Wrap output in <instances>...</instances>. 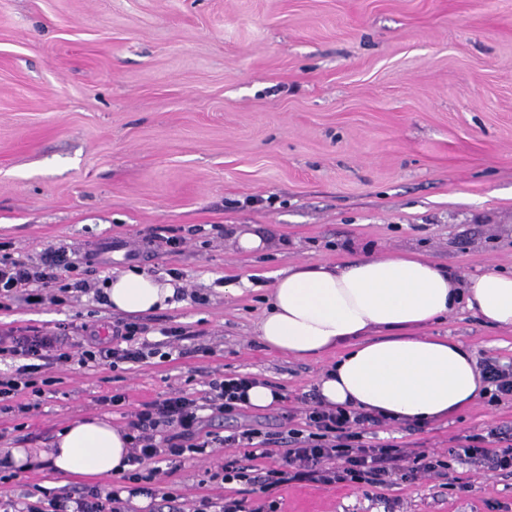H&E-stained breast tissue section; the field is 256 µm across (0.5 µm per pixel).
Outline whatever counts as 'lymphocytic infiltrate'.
Instances as JSON below:
<instances>
[{
    "mask_svg": "<svg viewBox=\"0 0 512 512\" xmlns=\"http://www.w3.org/2000/svg\"><path fill=\"white\" fill-rule=\"evenodd\" d=\"M70 264L63 250L54 249L39 263L22 258L0 261V300L45 302L47 289L57 283ZM147 326L121 321L108 336L99 335L88 324H62L43 332L16 328L0 332V357L19 359L14 375H0V399L17 398L34 387L42 369L94 364L116 368L156 357L161 345L146 337ZM256 382L245 374L209 382L203 396L178 390L166 397L143 403L128 424L129 455L134 483L130 495L155 496L152 483L160 466L174 469L187 454H205L210 448H243L248 459L275 458L276 465L263 475H250L242 461L225 459L220 474L224 482L258 486L260 492L292 482L321 484L363 482L385 486L401 457L397 445L372 444L364 439L367 427L379 425V418L341 407L316 405L305 415L304 429L289 430L283 448H275L272 434L256 428L235 430L227 435L202 437L203 411L233 418L241 414L246 393ZM452 458L486 468L512 473V429L493 427L486 433L466 437L451 448ZM0 512H124L121 491L112 486L92 490L75 489L68 494L17 505L0 501Z\"/></svg>",
    "mask_w": 512,
    "mask_h": 512,
    "instance_id": "f902f5d3",
    "label": "lymphocytic infiltrate"
}]
</instances>
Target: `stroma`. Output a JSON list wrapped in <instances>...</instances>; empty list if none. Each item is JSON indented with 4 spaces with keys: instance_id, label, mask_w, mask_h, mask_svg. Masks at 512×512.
Returning a JSON list of instances; mask_svg holds the SVG:
<instances>
[{
    "instance_id": "stroma-1",
    "label": "stroma",
    "mask_w": 512,
    "mask_h": 512,
    "mask_svg": "<svg viewBox=\"0 0 512 512\" xmlns=\"http://www.w3.org/2000/svg\"><path fill=\"white\" fill-rule=\"evenodd\" d=\"M251 231L264 248H239ZM0 242L36 262L64 248L92 285L12 303L0 330L95 321L110 335L125 315L99 289L136 268L178 270L174 305L137 320L153 340L186 334L166 361L50 370L27 414L0 401V458L45 451L89 416L125 426L142 403L237 374L282 396L239 425L302 428L303 397L335 357L297 359L255 336L275 272L405 252L452 272L512 270V0H0ZM244 277L252 289L225 302L223 285ZM430 332L512 363V332L469 311ZM495 426L512 427V400L387 422L374 440L444 456ZM243 454L217 448L159 474L178 499L153 498L155 512H192L204 495L277 512H512V474L476 465L262 494L214 477ZM95 484L35 467L0 481V497Z\"/></svg>"
}]
</instances>
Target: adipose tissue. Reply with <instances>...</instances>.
I'll list each match as a JSON object with an SVG mask.
<instances>
[{"label": "adipose tissue", "mask_w": 512, "mask_h": 512, "mask_svg": "<svg viewBox=\"0 0 512 512\" xmlns=\"http://www.w3.org/2000/svg\"><path fill=\"white\" fill-rule=\"evenodd\" d=\"M171 279L113 272L106 292L113 310L141 314L167 307ZM512 331V273L455 277L410 252L360 258L342 265L298 264L280 271L254 323L267 349L315 360L338 357L319 379L323 402L398 422H439L467 409L485 387L471 347L430 335L457 309ZM128 441L104 417L60 431L40 461L68 477L121 476Z\"/></svg>", "instance_id": "obj_1"}]
</instances>
